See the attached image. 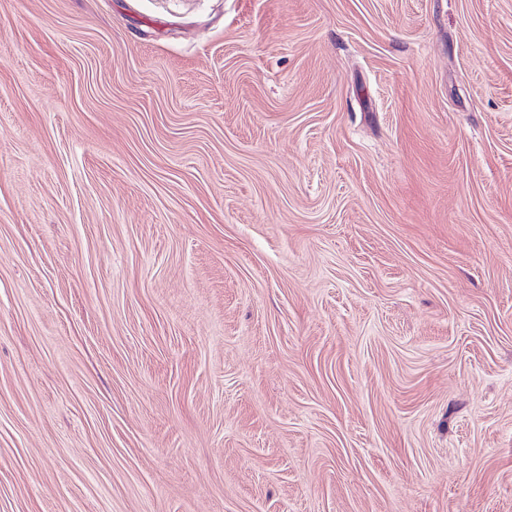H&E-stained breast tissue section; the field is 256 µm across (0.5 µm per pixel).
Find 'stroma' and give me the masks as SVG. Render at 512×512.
Returning <instances> with one entry per match:
<instances>
[{
  "mask_svg": "<svg viewBox=\"0 0 512 512\" xmlns=\"http://www.w3.org/2000/svg\"><path fill=\"white\" fill-rule=\"evenodd\" d=\"M0 512H512V0H0Z\"/></svg>",
  "mask_w": 512,
  "mask_h": 512,
  "instance_id": "stroma-1",
  "label": "stroma"
}]
</instances>
